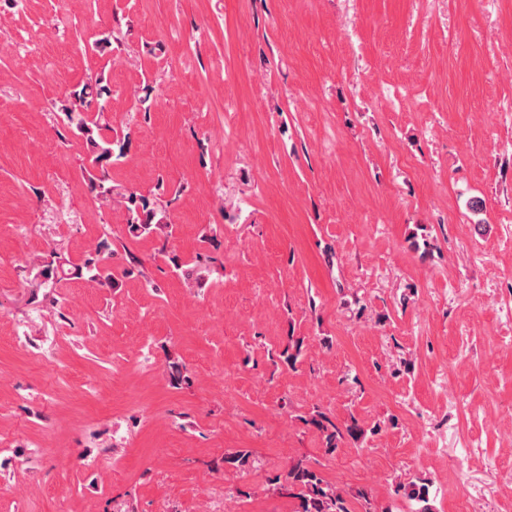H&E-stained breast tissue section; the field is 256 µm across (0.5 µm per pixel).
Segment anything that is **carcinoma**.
Returning a JSON list of instances; mask_svg holds the SVG:
<instances>
[{
    "instance_id": "1",
    "label": "carcinoma",
    "mask_w": 512,
    "mask_h": 512,
    "mask_svg": "<svg viewBox=\"0 0 512 512\" xmlns=\"http://www.w3.org/2000/svg\"><path fill=\"white\" fill-rule=\"evenodd\" d=\"M111 98L107 78L99 73L65 91L55 100L53 108L61 118L64 131L72 133L85 145V159L92 166L88 172V185L93 197L103 205L122 209L130 234H156L169 238L173 235L174 225L169 221L160 200L163 184H157L156 193L152 195L119 190L107 184L108 168L127 155L132 143L129 131L115 137L106 134L110 126L101 122V113L110 111ZM111 259V244L106 239L98 241L83 263L89 273L87 281L97 286L114 285ZM67 264L69 260L55 250L51 252L50 260L39 263L38 272L31 282L30 300L34 302L43 297L50 299L51 304H57L56 287L64 279V266ZM304 359V338L293 335L291 331L288 332V343L272 356L274 364L280 363L290 369L296 368ZM166 370L171 386L190 384L189 378L183 375L182 364L169 353L166 354ZM295 419L320 432L326 456L336 453L339 444L347 437L363 442L381 430L378 424L366 429L354 417L340 427L319 407L304 415H297ZM251 467L253 461L249 450L236 449L224 453V468L243 471ZM396 487L404 490L406 497L413 501L409 512H434L431 481L398 482ZM266 491L297 500L296 512H377L370 494L364 490L352 492L337 486L326 479L318 461L303 455L290 459L284 477L267 479Z\"/></svg>"
}]
</instances>
